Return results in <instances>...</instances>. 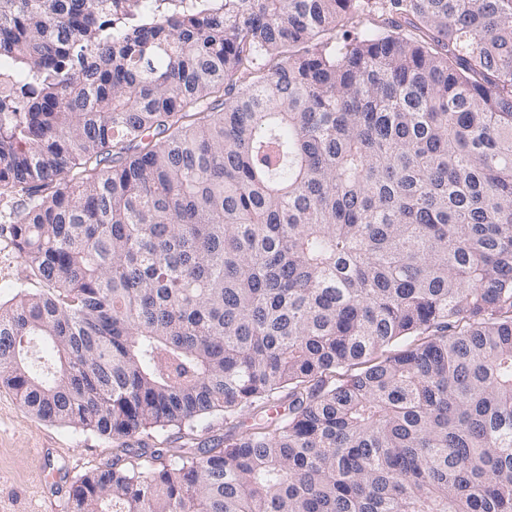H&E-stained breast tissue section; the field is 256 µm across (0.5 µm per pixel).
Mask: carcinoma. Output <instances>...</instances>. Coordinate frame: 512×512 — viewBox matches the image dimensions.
Wrapping results in <instances>:
<instances>
[{
	"label": "carcinoma",
	"mask_w": 512,
	"mask_h": 512,
	"mask_svg": "<svg viewBox=\"0 0 512 512\" xmlns=\"http://www.w3.org/2000/svg\"><path fill=\"white\" fill-rule=\"evenodd\" d=\"M114 2L0 0V384L114 446L69 512H512V0ZM19 207L15 199L0 198V302L8 301L15 292L19 280L24 275V264L14 248L11 228L8 222H2V215L17 214ZM2 281V283H1ZM7 288H3L5 282ZM233 424L224 423V417L220 414L198 418L191 429L187 426L181 430L177 427H170L165 430L151 432L147 438L146 447L140 448H210L219 441H224L228 433L238 432L241 429H233Z\"/></svg>",
	"instance_id": "obj_1"
}]
</instances>
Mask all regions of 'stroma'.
I'll return each mask as SVG.
<instances>
[{"label":"stroma","mask_w":512,"mask_h":512,"mask_svg":"<svg viewBox=\"0 0 512 512\" xmlns=\"http://www.w3.org/2000/svg\"><path fill=\"white\" fill-rule=\"evenodd\" d=\"M17 203L0 198V302L8 301L24 275L9 224L2 215ZM222 415L198 418L189 427L152 432L150 448H209L231 433ZM112 442L95 432L49 423L28 412L0 385V512H68L70 489L82 474L112 459Z\"/></svg>","instance_id":"1"}]
</instances>
